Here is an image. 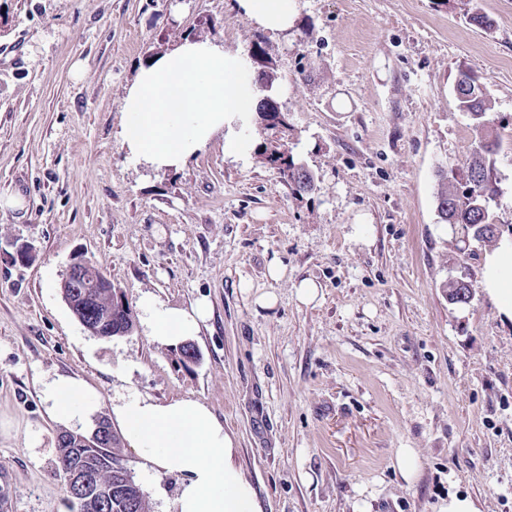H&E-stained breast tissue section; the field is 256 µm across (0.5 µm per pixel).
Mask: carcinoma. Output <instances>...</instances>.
I'll return each instance as SVG.
<instances>
[{"label": "carcinoma", "mask_w": 512, "mask_h": 512, "mask_svg": "<svg viewBox=\"0 0 512 512\" xmlns=\"http://www.w3.org/2000/svg\"><path fill=\"white\" fill-rule=\"evenodd\" d=\"M455 97L461 111L471 119L475 129L481 133V141L473 153L467 170H478L477 177L465 182L442 176L441 189L437 195V211L442 221L459 226L464 237L482 241L489 246L499 244L504 238H512V224L506 225L500 233L488 232V224L494 219L493 203L497 189L492 178L491 156L501 148L498 137L489 133L491 128V106L477 79L468 72L460 74L456 82ZM288 181L303 188L312 186V177L303 167L288 159ZM472 285L464 280L448 282V300L459 303L471 299ZM121 436L114 430L108 431L104 439L92 444L78 440V433L65 431L58 436L56 475L67 481L72 466L80 463L88 469L107 468L114 472L122 469Z\"/></svg>", "instance_id": "carcinoma-1"}]
</instances>
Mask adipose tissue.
Wrapping results in <instances>:
<instances>
[{
  "instance_id": "1",
  "label": "adipose tissue",
  "mask_w": 512,
  "mask_h": 512,
  "mask_svg": "<svg viewBox=\"0 0 512 512\" xmlns=\"http://www.w3.org/2000/svg\"><path fill=\"white\" fill-rule=\"evenodd\" d=\"M236 7L271 32L288 30L297 13L296 0H237ZM262 95L244 56L185 39L141 67L125 98L121 144L132 160L158 169L184 167L219 132L225 154L248 156L252 144L241 129L252 121ZM483 287L512 319V243L502 242L486 257ZM141 307L150 336L171 346L197 336L209 317L202 301L184 309L146 297ZM45 393L50 417L64 424H85L97 413L94 389L77 376H56ZM114 414L128 448L177 477L174 512H262L256 491L233 461L232 438L205 404L134 397L115 406Z\"/></svg>"
}]
</instances>
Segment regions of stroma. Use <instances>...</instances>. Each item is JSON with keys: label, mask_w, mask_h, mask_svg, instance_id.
Here are the masks:
<instances>
[{"label": "stroma", "mask_w": 512, "mask_h": 512, "mask_svg": "<svg viewBox=\"0 0 512 512\" xmlns=\"http://www.w3.org/2000/svg\"><path fill=\"white\" fill-rule=\"evenodd\" d=\"M235 3L0 0V199L25 200L0 207V512H70L44 393L59 374L93 387L106 416L132 397L205 404L263 512H434L453 492L512 512V320L481 286L488 246L436 210L441 173L464 171L480 140L454 94L467 71L502 140L494 210L512 224V0H297L279 33ZM186 37L272 73L312 190L262 159L274 132L258 119L246 159L219 135L177 171L129 159L127 90ZM78 259L138 318L147 295L206 301L198 362L141 324L87 331L59 288ZM457 278L470 303L449 302ZM263 292L274 308L256 305ZM400 448L422 459L415 483L395 466ZM122 455L151 512H169L154 489L175 476Z\"/></svg>", "instance_id": "1"}]
</instances>
